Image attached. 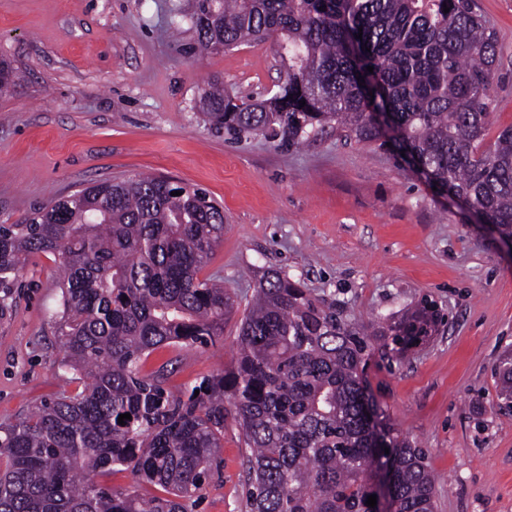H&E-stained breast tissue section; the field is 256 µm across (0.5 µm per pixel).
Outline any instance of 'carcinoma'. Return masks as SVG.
<instances>
[{"instance_id": "1", "label": "carcinoma", "mask_w": 512, "mask_h": 512, "mask_svg": "<svg viewBox=\"0 0 512 512\" xmlns=\"http://www.w3.org/2000/svg\"><path fill=\"white\" fill-rule=\"evenodd\" d=\"M192 9L203 52L269 38L279 47L271 96L205 92L216 130L293 147L329 125L390 143L430 186L512 239V127L481 149L499 50L475 0H193ZM373 112L389 114L396 137ZM223 236L207 192L163 176L95 183L0 224V319L14 313L28 256H60L52 322L60 365L80 384L0 424V512H187L217 471L229 419L245 445L247 512H377L366 501L379 494L382 459L395 512H434L423 449L391 423L367 375L375 353L396 359L432 332L440 314L425 299L365 325L269 270L231 369L178 395L165 387L172 361L145 371L165 346L224 337L236 293L199 277ZM494 375L511 410L512 352ZM115 470L166 496L99 481Z\"/></svg>"}]
</instances>
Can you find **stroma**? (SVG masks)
Returning a JSON list of instances; mask_svg holds the SVG:
<instances>
[{
  "label": "stroma",
  "mask_w": 512,
  "mask_h": 512,
  "mask_svg": "<svg viewBox=\"0 0 512 512\" xmlns=\"http://www.w3.org/2000/svg\"><path fill=\"white\" fill-rule=\"evenodd\" d=\"M499 43L484 148L512 126V0H477ZM180 37H173V29ZM192 0H0V223L95 182L154 174L202 188L224 208V237L204 275L238 299L214 347L154 352L178 364L180 392L231 367L238 325L262 272L275 267L362 322L428 297L445 322L395 363L375 359L374 395L438 476L435 512H512V413L498 408L493 369L512 351V256L498 235L393 153L319 130L298 147L232 141L200 107L207 84L233 95L273 89V41L194 52ZM58 256H31L17 311L0 321V423L68 385L51 312ZM234 423L221 474L188 512H246Z\"/></svg>",
  "instance_id": "1"
}]
</instances>
